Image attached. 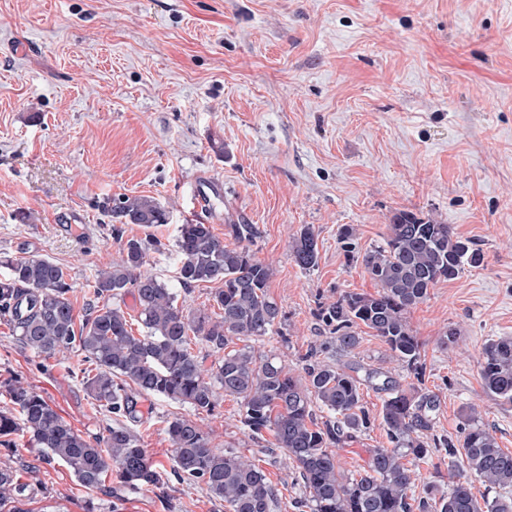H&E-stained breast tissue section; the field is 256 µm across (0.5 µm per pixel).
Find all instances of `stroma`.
Listing matches in <instances>:
<instances>
[{"mask_svg":"<svg viewBox=\"0 0 512 512\" xmlns=\"http://www.w3.org/2000/svg\"><path fill=\"white\" fill-rule=\"evenodd\" d=\"M224 182L205 211L203 176ZM149 195L170 212L149 233L148 271L174 283L178 227L254 225L251 248L274 268L283 317L256 341L294 373L308 356L414 378L372 330L340 352L318 317L342 293L377 287L362 256L399 210L452 225L484 254L409 313L421 344L422 389L438 406L424 441L460 439L476 420L512 452V404L489 395L478 361L512 336V0H0V257L64 268L76 314L119 256L104 205ZM313 228L318 263L291 253ZM354 230L352 246L341 239ZM136 224L125 237L144 236ZM75 352L44 358L0 320V383L42 394L87 439L112 414L89 398ZM374 422L341 450V468L388 447L383 393L365 386ZM133 428L163 477L139 492L109 477L87 493L60 462L42 465L29 512H227L202 482L170 473L168 420L183 416L212 447L247 456L276 489L275 512H298L303 482L271 434L252 436L237 399L212 413L141 396Z\"/></svg>","mask_w":512,"mask_h":512,"instance_id":"obj_1","label":"stroma"}]
</instances>
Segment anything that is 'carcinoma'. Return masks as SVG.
Instances as JSON below:
<instances>
[{"mask_svg":"<svg viewBox=\"0 0 512 512\" xmlns=\"http://www.w3.org/2000/svg\"><path fill=\"white\" fill-rule=\"evenodd\" d=\"M112 236L122 241L123 225L149 230L169 223L170 212L156 198L125 195L107 210ZM226 243L209 224H182L175 242L179 257L177 284L191 288L220 282L212 301L220 313L187 312L178 305L176 288L142 271L150 250L160 242L151 234L123 241L119 259L99 271L93 301L81 317L69 298L71 285L56 263L40 257L0 258V316L18 342L33 353L50 358L75 350L82 356V384L96 405L118 417L138 421L133 392L165 397L210 413L217 391L240 401V422L253 435L267 431L284 450L303 480L306 498L300 506L309 512H512V452L499 447L486 428L469 423L462 439H434V449L445 451L453 472L448 494L436 499L416 496L418 472L406 459L422 460L427 443L419 432L430 428L436 400L415 387L401 389L388 372L369 369L358 376L341 366L314 361L296 376L274 355H255L250 346L226 350L234 339L257 340L273 333L282 312L268 293L274 275L271 264L250 249L255 230L251 224H230ZM296 264L310 270L317 265L316 237L303 227L292 243ZM482 252L452 227L412 212H398L387 225L384 244L362 257L375 281L374 295L341 294L320 309L343 351L359 343L356 328L373 330L421 380L420 344L408 320L410 310L424 302L441 281L456 278L465 267H478ZM132 294L137 304L140 335L132 333L125 311L117 301ZM224 353L210 368L203 367L192 342ZM485 389L512 404V337L485 344L480 359ZM132 383L135 390L128 389ZM387 394L382 426L390 448L369 451L366 466L346 474L337 448L371 425L360 403V386ZM13 405L0 411V438L28 435L37 460L64 463L81 488L94 492L114 473L125 487L156 486V471L140 436L119 422L106 436L85 439L33 388L15 378L5 385ZM326 414L316 422V412ZM172 442L171 471L187 482L200 480L206 493L224 501L228 512H274L277 495L264 472L244 455L219 451L200 426L175 417L167 423ZM491 488L504 491L479 503L468 474ZM34 494L7 463L0 461V512H27Z\"/></svg>","mask_w":512,"mask_h":512,"instance_id":"cac0c4a2","label":"carcinoma"}]
</instances>
